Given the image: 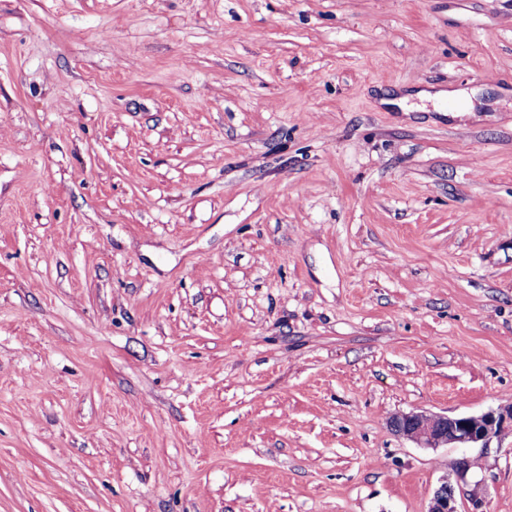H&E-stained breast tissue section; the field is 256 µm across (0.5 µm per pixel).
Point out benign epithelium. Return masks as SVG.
I'll list each match as a JSON object with an SVG mask.
<instances>
[{"label":"benign epithelium","mask_w":512,"mask_h":512,"mask_svg":"<svg viewBox=\"0 0 512 512\" xmlns=\"http://www.w3.org/2000/svg\"><path fill=\"white\" fill-rule=\"evenodd\" d=\"M392 428L398 435L427 448L450 444L461 448H489L512 438V403L477 415L448 416L412 411L397 416ZM428 512H459L454 486L448 479L434 491Z\"/></svg>","instance_id":"obj_1"}]
</instances>
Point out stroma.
<instances>
[{"label":"stroma","mask_w":512,"mask_h":512,"mask_svg":"<svg viewBox=\"0 0 512 512\" xmlns=\"http://www.w3.org/2000/svg\"><path fill=\"white\" fill-rule=\"evenodd\" d=\"M511 402L512 0H0V512H512L391 428ZM434 491L427 512H459L454 486L444 478Z\"/></svg>","instance_id":"stroma-1"}]
</instances>
